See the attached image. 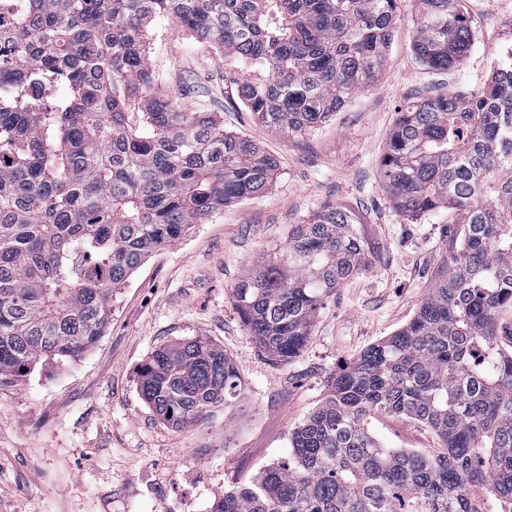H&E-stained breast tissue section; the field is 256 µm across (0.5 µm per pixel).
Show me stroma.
Masks as SVG:
<instances>
[{
	"instance_id": "1",
	"label": "stroma",
	"mask_w": 512,
	"mask_h": 512,
	"mask_svg": "<svg viewBox=\"0 0 512 512\" xmlns=\"http://www.w3.org/2000/svg\"><path fill=\"white\" fill-rule=\"evenodd\" d=\"M472 47L445 71L412 51L415 0H402L375 83L320 128L290 136L264 126L224 85V64L165 17L147 30L160 86L187 110L221 113L225 130L279 161L275 185L225 206L153 254L112 292V320L97 345L0 385V512H211L218 492L249 483L287 458L291 432L322 401L337 369L415 315L463 227L441 210L410 220L380 185L379 162L402 106L420 93L465 92L512 55V0H459ZM348 209L368 244L364 268L317 312L310 339L278 364L242 324L232 290L259 254L324 204ZM223 347L241 397L181 429L142 399L138 371L175 340ZM371 428L390 448L433 453L434 434L397 416Z\"/></svg>"
}]
</instances>
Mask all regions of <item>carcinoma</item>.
Listing matches in <instances>:
<instances>
[{"label":"carcinoma","mask_w":512,"mask_h":512,"mask_svg":"<svg viewBox=\"0 0 512 512\" xmlns=\"http://www.w3.org/2000/svg\"><path fill=\"white\" fill-rule=\"evenodd\" d=\"M399 0H0V384L93 349L112 289L224 205L271 189L275 157L158 87L145 30L165 16L224 62V84L270 128L311 132L374 83ZM413 51L447 70L472 32L458 0H417ZM60 87L35 103L30 90ZM393 206L447 209L460 249L414 317L331 376L285 462L224 492L212 512H512V56L468 94L400 112L380 160ZM354 215L325 205L233 288L247 331L288 363L326 299L365 265ZM139 392L169 427L239 398L224 348L174 341ZM429 426L436 454L385 448L369 418Z\"/></svg>","instance_id":"cac0c4a2"}]
</instances>
